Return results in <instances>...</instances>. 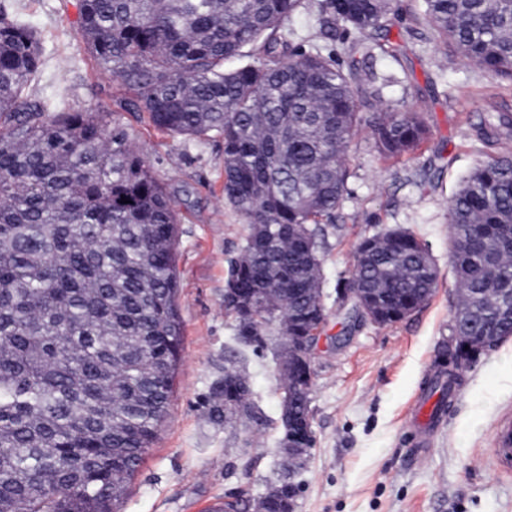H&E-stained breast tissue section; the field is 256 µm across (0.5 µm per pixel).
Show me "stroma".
<instances>
[{
    "mask_svg": "<svg viewBox=\"0 0 512 512\" xmlns=\"http://www.w3.org/2000/svg\"><path fill=\"white\" fill-rule=\"evenodd\" d=\"M26 14L46 51L30 101L54 100L112 115L139 148L180 212L176 272L183 323L181 361L167 419L114 512H210L236 495L242 512L273 486L279 448L282 380L271 335L262 355L236 346L224 308L229 262L249 227L224 200L221 142L159 133L124 103L120 82L101 71L76 24V0H6ZM390 14L396 58L374 63L387 76L385 106L407 104L429 129L427 148L403 164L383 161L368 129L353 137L344 199L320 236L321 299L327 319L312 359L314 446L298 477L295 512H512V472L492 457L495 424L512 418V339L485 351L459 378V396L425 452L413 446L408 409L430 369L455 345L458 303L449 260L448 200L463 178L499 150L481 148L483 112H512V83L486 74L410 19L414 0ZM295 46L317 43L342 51L352 39L343 24L319 27L298 14L287 22ZM411 230L438 271L428 303L388 326L347 319L336 304L349 278L358 242L390 227ZM243 374L260 422H211L205 399L225 367Z\"/></svg>",
    "mask_w": 512,
    "mask_h": 512,
    "instance_id": "1",
    "label": "stroma"
}]
</instances>
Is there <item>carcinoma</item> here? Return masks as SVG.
Here are the masks:
<instances>
[{
	"instance_id": "obj_1",
	"label": "carcinoma",
	"mask_w": 512,
	"mask_h": 512,
	"mask_svg": "<svg viewBox=\"0 0 512 512\" xmlns=\"http://www.w3.org/2000/svg\"><path fill=\"white\" fill-rule=\"evenodd\" d=\"M77 24L98 67L119 80L157 130L219 139L224 199L249 224L229 278L252 300L255 335L275 314L296 325L318 305L315 227L346 191L350 141L368 123L386 159L420 150L419 112L378 109L377 75L284 24L306 13L354 34L374 57L390 0H78ZM443 43L512 81V0H418ZM34 28L0 5V512H111L168 415L183 326L177 307L179 213L126 133L100 112L24 99L41 66ZM239 60L232 69L224 62ZM512 136L489 112L478 141ZM129 203H121V199ZM450 259L463 289L454 336L491 349L512 337V151L475 167L448 201ZM408 229L360 240L346 288H374L375 320L418 311L437 284ZM258 417L238 375L230 407ZM309 432V397L288 405ZM275 486L257 503L280 512Z\"/></svg>"
}]
</instances>
